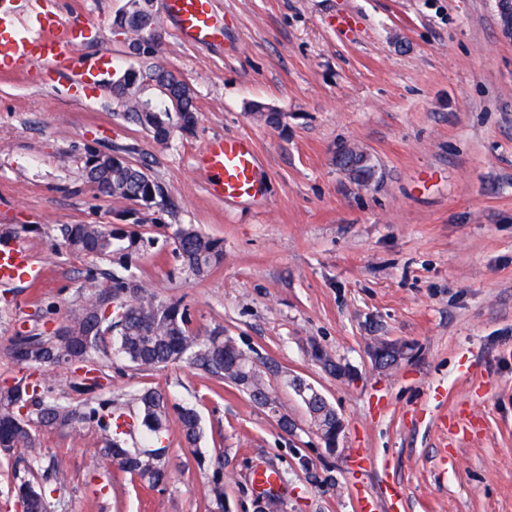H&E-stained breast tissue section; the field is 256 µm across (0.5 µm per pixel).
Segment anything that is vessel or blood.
I'll list each match as a JSON object with an SVG mask.
<instances>
[{"label":"vessel or blood","instance_id":"vessel-or-blood-1","mask_svg":"<svg viewBox=\"0 0 512 512\" xmlns=\"http://www.w3.org/2000/svg\"><path fill=\"white\" fill-rule=\"evenodd\" d=\"M165 10L185 39L207 43L224 36V22L215 12L213 0H165ZM87 26L85 20L66 19L46 9L23 11L22 0H0V73L19 74L41 64L64 69L66 76L79 83L102 81L111 67L110 58L74 55ZM199 167L212 195L238 200L263 193L256 150L249 138L210 141L199 156ZM22 275L37 284L43 279V269L23 244L1 242L0 282Z\"/></svg>","mask_w":512,"mask_h":512}]
</instances>
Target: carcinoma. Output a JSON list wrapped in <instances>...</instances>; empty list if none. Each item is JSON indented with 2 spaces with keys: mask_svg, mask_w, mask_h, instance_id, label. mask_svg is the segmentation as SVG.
Masks as SVG:
<instances>
[{
  "mask_svg": "<svg viewBox=\"0 0 512 512\" xmlns=\"http://www.w3.org/2000/svg\"><path fill=\"white\" fill-rule=\"evenodd\" d=\"M143 0H124L112 18V26L131 24V18ZM130 54L142 65L130 69L129 84L141 98L150 99L153 108L143 111L136 99L124 93L116 95L124 107V118L166 144L176 133L189 132L197 122L195 94L182 75L155 62L158 40L133 38ZM248 111L265 112L264 122L281 125L275 109L253 102ZM85 183L97 187L95 194L132 205L126 211L135 224L155 222L153 215L173 206V202L146 167L129 159L126 150L117 148L101 154L85 148ZM62 245L70 252L95 264L99 261L128 269L133 256L152 244L151 239L116 224H63L59 228ZM174 253L184 271L195 279L208 275L223 257L219 241L184 225L175 233ZM88 283L96 288L87 304L62 321L53 330L23 332L12 340L8 355L22 367L24 375L12 386L0 385V456L15 459L40 454L35 428L76 430L88 428L99 435V456L120 472L139 479L150 488L161 485L168 475V459L157 450L133 451L123 447L115 401L100 399L101 366L112 362L117 353L130 367L152 371L185 362L202 369L219 383L232 382L251 400L258 401L257 387L264 383L259 369L251 368V357L217 328L201 338L193 334L191 318L181 301L145 296V288L134 276L112 274L99 280V272L87 270ZM50 368L83 370L70 383L73 392L83 396L66 402L49 396L44 372ZM140 425L149 435L160 439L166 430L169 411L175 410L185 441L194 445L200 438V419L189 406H169L159 391L148 389L136 397ZM14 473L13 492L23 501L27 512H48L47 483Z\"/></svg>",
  "mask_w": 512,
  "mask_h": 512,
  "instance_id": "carcinoma-1",
  "label": "carcinoma"
}]
</instances>
